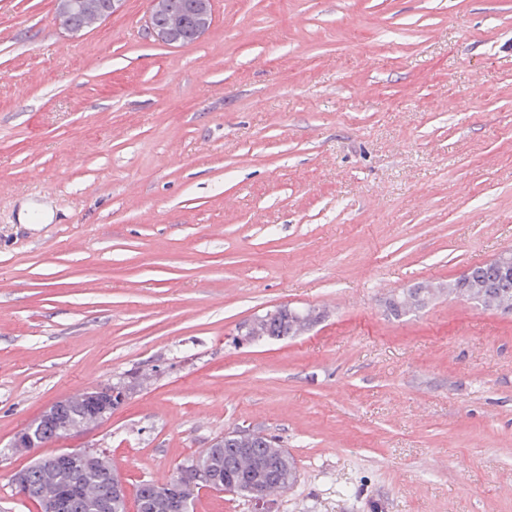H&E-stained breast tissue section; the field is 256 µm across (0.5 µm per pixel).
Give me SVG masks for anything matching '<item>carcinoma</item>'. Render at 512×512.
<instances>
[{"label": "carcinoma", "mask_w": 512, "mask_h": 512, "mask_svg": "<svg viewBox=\"0 0 512 512\" xmlns=\"http://www.w3.org/2000/svg\"><path fill=\"white\" fill-rule=\"evenodd\" d=\"M112 14V0H57L55 18L61 22L88 30ZM150 25L164 34L169 45L192 43L207 31L213 23V0H152ZM422 292L434 298L440 287L422 284L420 288H408L396 294L390 303V311L399 317L419 309L414 294ZM448 296L462 297L484 309L504 312L512 308V273L486 263L471 268L470 278L448 281ZM316 310L307 308L288 309V318H270L264 313L248 322V333L256 340L266 339L272 333L299 336L308 329ZM68 429L81 430L94 423L95 418L87 393L66 399L64 409ZM251 452L245 453L243 449ZM191 467L186 480L185 492L192 496L203 478L227 472L234 477H246L248 482L231 486L228 491L247 499L262 494L266 497L292 487L299 478L296 463L274 438L256 432L234 431L216 438L211 447L187 459ZM71 480V476L57 471L52 474L34 475L28 489L19 490L23 497L36 494L50 495ZM79 506L74 512H99V502L105 497L101 484L91 477L76 478Z\"/></svg>", "instance_id": "cac0c4a2"}]
</instances>
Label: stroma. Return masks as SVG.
Returning a JSON list of instances; mask_svg holds the SVG:
<instances>
[{
  "label": "stroma",
  "mask_w": 512,
  "mask_h": 512,
  "mask_svg": "<svg viewBox=\"0 0 512 512\" xmlns=\"http://www.w3.org/2000/svg\"><path fill=\"white\" fill-rule=\"evenodd\" d=\"M214 3L167 46L0 0V512L56 450L15 432L118 381L64 445L130 491L245 427L299 467L268 512H512V315L388 308L512 250V0ZM280 306L322 317L237 342Z\"/></svg>",
  "instance_id": "obj_1"
}]
</instances>
